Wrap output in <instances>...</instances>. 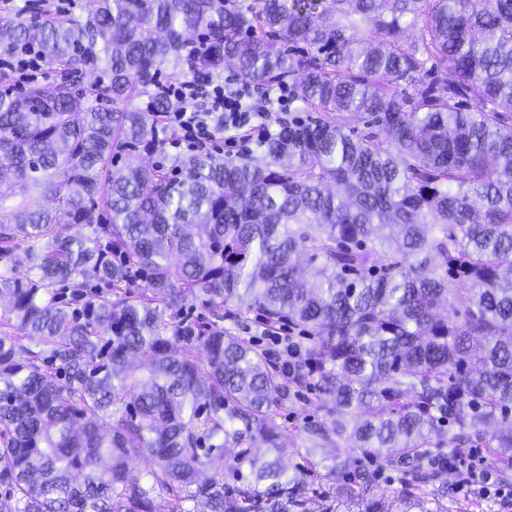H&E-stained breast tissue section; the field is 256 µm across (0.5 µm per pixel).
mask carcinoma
I'll return each mask as SVG.
<instances>
[{
    "instance_id": "obj_1",
    "label": "carcinoma",
    "mask_w": 512,
    "mask_h": 512,
    "mask_svg": "<svg viewBox=\"0 0 512 512\" xmlns=\"http://www.w3.org/2000/svg\"><path fill=\"white\" fill-rule=\"evenodd\" d=\"M23 45L62 78L0 90V174L20 197L0 222L7 512H336L308 496L314 476L340 481L344 512H382L385 469L395 512H446L431 449L487 436L512 468V0L24 4L0 18V53ZM184 65L286 82L316 116L277 121L253 154L146 163L171 107L151 87ZM99 69L107 107L69 80ZM196 302L213 323L180 318ZM228 305L300 329L288 372L218 326ZM309 388L327 417L283 429L276 408ZM226 448L235 489L206 474ZM286 455L319 461L292 472ZM60 0H45L41 1L44 3L43 12H37L35 10H32V12L44 17L49 18L52 16H55L59 13H68L73 15H86L90 10L94 8V0H73L72 5L65 4L61 5L59 3ZM57 5H61L64 8H58L56 9ZM401 486L400 475L396 471L386 469L382 477L379 478L377 486V498L381 501L383 510L392 508V493Z\"/></svg>"
}]
</instances>
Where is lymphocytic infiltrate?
Here are the masks:
<instances>
[{
	"mask_svg": "<svg viewBox=\"0 0 512 512\" xmlns=\"http://www.w3.org/2000/svg\"><path fill=\"white\" fill-rule=\"evenodd\" d=\"M157 90L175 104L174 109L159 114L157 127L169 136L166 148L176 153L190 154L222 138L247 153L271 131V115L254 107L249 85L228 90L213 78L195 76L158 84ZM435 464L453 474L458 498L478 494L512 504V491L494 479L480 449L464 448L453 458H436Z\"/></svg>",
	"mask_w": 512,
	"mask_h": 512,
	"instance_id": "obj_1",
	"label": "lymphocytic infiltrate"
}]
</instances>
